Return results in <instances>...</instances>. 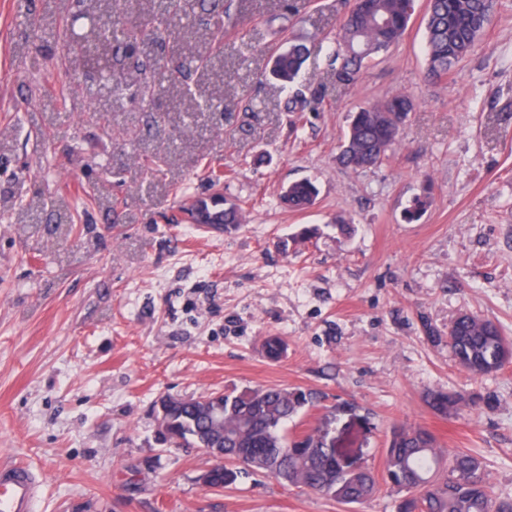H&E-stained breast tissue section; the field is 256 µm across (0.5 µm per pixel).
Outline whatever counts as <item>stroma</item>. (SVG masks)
<instances>
[{"label": "stroma", "instance_id": "35a3bbf8", "mask_svg": "<svg viewBox=\"0 0 512 512\" xmlns=\"http://www.w3.org/2000/svg\"><path fill=\"white\" fill-rule=\"evenodd\" d=\"M224 2L220 52L210 19L187 12L166 41L113 61L111 94L97 72L76 83L17 52L31 13L44 51L59 53L62 0H0V183L22 175L25 201H59L37 223H0V463L40 472L37 512H397L387 442L420 425L483 458L495 495L511 498L512 364L468 375L448 324L468 311L512 337V0L438 81L416 0L403 39L353 86L331 65L342 0H304L295 15L284 0ZM283 40L309 48L298 86L320 94V111H286L269 75ZM147 79L154 91L130 98ZM400 93L416 108L388 158L343 168L352 113ZM97 156L110 173L85 176ZM216 167L246 213L220 236L187 222L178 194L209 198ZM301 179L317 185L315 205L283 208L282 187ZM91 180L104 186L97 204ZM423 194L430 205L407 222ZM271 336L285 344L277 360ZM267 386L320 395L289 432L318 428L371 468L372 497L345 505L263 473L210 488V456L158 439L161 397ZM439 390L463 394L457 416L429 406Z\"/></svg>", "mask_w": 512, "mask_h": 512}]
</instances>
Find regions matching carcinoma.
Wrapping results in <instances>:
<instances>
[{"label": "carcinoma", "mask_w": 512, "mask_h": 512, "mask_svg": "<svg viewBox=\"0 0 512 512\" xmlns=\"http://www.w3.org/2000/svg\"><path fill=\"white\" fill-rule=\"evenodd\" d=\"M97 0H70L65 8L61 38L65 52L55 62L68 68L78 58L81 44L90 38L104 49H127L139 38H158L168 31L178 13L160 23L128 27L119 18L94 13ZM413 12V0H353L336 31V81L353 85L377 56L388 52L404 35ZM496 13L495 0H428L425 15L427 77L439 80L472 50ZM18 44L24 55H40L35 42V21ZM307 49L298 43L277 48L272 55V76L288 88L287 111L313 112L321 99L293 86L306 61ZM415 109L414 100L397 95L353 113L345 131L338 160L353 170L381 163L398 140L401 125ZM319 190L310 180L293 182L280 192L281 203L303 211L316 203ZM428 203L414 198L405 211L417 221ZM205 223L229 230L242 223L241 206L216 193L203 201ZM448 345L457 366L471 376L496 372L512 363V341L493 321L469 313L448 324ZM314 395L299 388H245L210 393L197 398L161 399L168 417L160 431L166 444L224 449L225 464L212 472L210 485H232L242 469L267 472L285 482L335 499L356 504L376 490L374 473L360 466L343 472L319 431L288 434V421L313 403ZM465 398L457 392L438 391L428 403L439 415L458 413ZM386 480L404 493L398 512H512V500H500L490 490L485 466L466 452H447L425 427L393 428L385 453Z\"/></svg>", "instance_id": "cac0c4a2"}]
</instances>
